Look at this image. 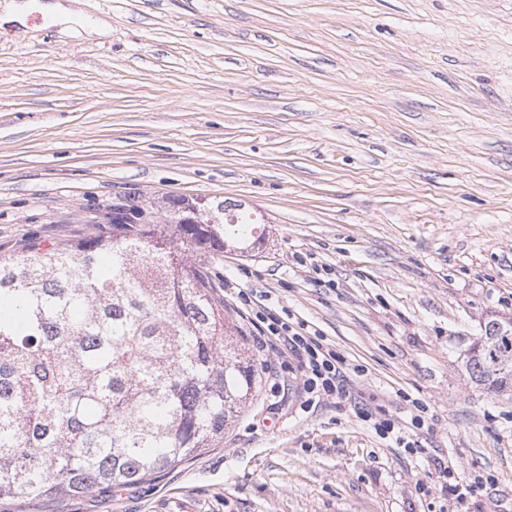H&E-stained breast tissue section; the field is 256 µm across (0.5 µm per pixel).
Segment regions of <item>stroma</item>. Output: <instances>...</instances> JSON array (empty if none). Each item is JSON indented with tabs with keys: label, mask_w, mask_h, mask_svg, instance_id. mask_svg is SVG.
<instances>
[{
	"label": "stroma",
	"mask_w": 512,
	"mask_h": 512,
	"mask_svg": "<svg viewBox=\"0 0 512 512\" xmlns=\"http://www.w3.org/2000/svg\"><path fill=\"white\" fill-rule=\"evenodd\" d=\"M71 26H0V256L129 196L244 202L263 239L207 271L259 383L164 476L0 512H512V399L460 358L512 320V0H80ZM235 288L322 333L352 400L301 411ZM410 398L422 456L355 413Z\"/></svg>",
	"instance_id": "35a3bbf8"
}]
</instances>
